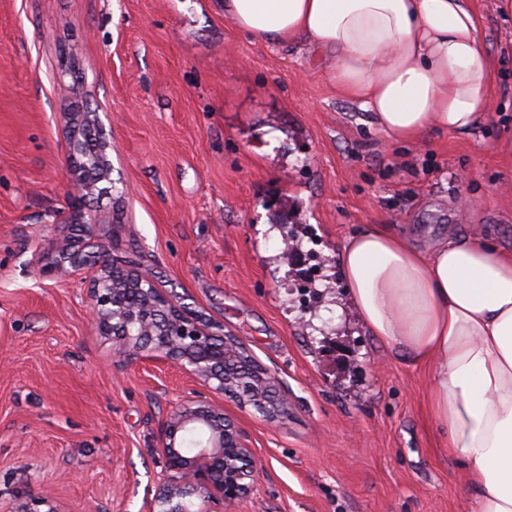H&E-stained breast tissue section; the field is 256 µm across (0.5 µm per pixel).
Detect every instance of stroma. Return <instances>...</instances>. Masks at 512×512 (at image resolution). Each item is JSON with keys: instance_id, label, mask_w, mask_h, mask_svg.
<instances>
[{"instance_id": "obj_1", "label": "stroma", "mask_w": 512, "mask_h": 512, "mask_svg": "<svg viewBox=\"0 0 512 512\" xmlns=\"http://www.w3.org/2000/svg\"><path fill=\"white\" fill-rule=\"evenodd\" d=\"M472 0L494 57L473 134L389 143L304 44L253 40L218 0H0V504L149 512L156 434L201 384L159 354L116 362L87 272L45 277L72 230V115L96 113L109 179L83 239L152 275L275 379L272 421L217 397L257 469L246 512H473L425 370L345 304L337 255L385 224L429 250L512 247V12Z\"/></svg>"}]
</instances>
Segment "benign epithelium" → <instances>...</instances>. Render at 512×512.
Masks as SVG:
<instances>
[{
  "label": "benign epithelium",
  "mask_w": 512,
  "mask_h": 512,
  "mask_svg": "<svg viewBox=\"0 0 512 512\" xmlns=\"http://www.w3.org/2000/svg\"><path fill=\"white\" fill-rule=\"evenodd\" d=\"M71 174L67 210L61 223L85 226L92 223L87 212L95 183L86 179L77 156H68ZM90 270V320L98 330L113 337L116 354L125 362L150 350L202 381L216 395L237 384L243 357L237 344L214 334L185 306L166 297L153 279L139 270L124 271L112 258L89 249L74 238L60 246L56 265ZM274 379L261 375L252 390L239 397L242 407H259L276 419L286 413V401L274 394ZM198 441L194 454L185 452L188 437ZM157 448L171 473L154 497L151 512H213L211 506L236 507L249 496L255 481L251 450L244 435L224 409L212 398L195 392L174 404L157 434ZM196 497L202 507L192 511L187 499ZM8 512H62L47 497H32Z\"/></svg>",
  "instance_id": "1"
}]
</instances>
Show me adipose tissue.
<instances>
[{
	"label": "adipose tissue",
	"mask_w": 512,
	"mask_h": 512,
	"mask_svg": "<svg viewBox=\"0 0 512 512\" xmlns=\"http://www.w3.org/2000/svg\"><path fill=\"white\" fill-rule=\"evenodd\" d=\"M236 28L327 54L337 92L387 141L474 131L492 95L470 0H224ZM340 283L374 336L429 376L428 406L475 512H512V249L473 237L423 253L378 224L350 237Z\"/></svg>",
	"instance_id": "1"
}]
</instances>
